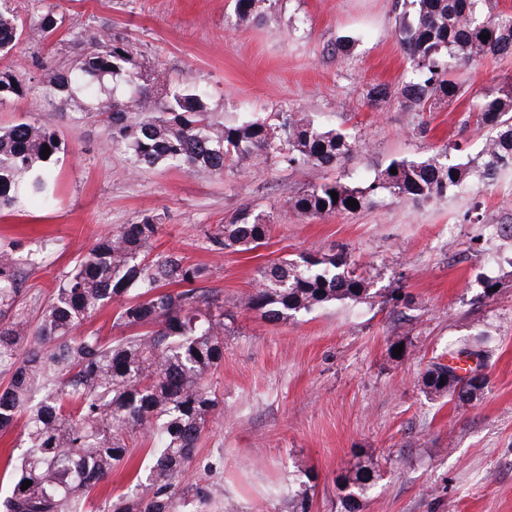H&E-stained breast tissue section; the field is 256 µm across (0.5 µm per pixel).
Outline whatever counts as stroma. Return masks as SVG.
<instances>
[{"label": "stroma", "mask_w": 512, "mask_h": 512, "mask_svg": "<svg viewBox=\"0 0 512 512\" xmlns=\"http://www.w3.org/2000/svg\"><path fill=\"white\" fill-rule=\"evenodd\" d=\"M29 19L56 9L51 41L28 32L0 57L24 88L0 101V129L29 119L55 130L61 151L48 170L55 202L0 209V250L20 261L17 311L36 323L64 275L98 238L150 217V257L176 252L209 268L206 288L224 298V361L211 383L224 417L203 435L193 472L223 460L214 481L224 512H288L270 498L295 468L314 474L311 512H343L336 479L372 460L379 476L361 512H512V239L492 236L477 213L512 225V170L490 185L430 201L388 195L352 212L304 217L289 197L341 179L365 185L395 160H423L455 145L477 160L489 127L476 124L482 95L512 85V57L454 68L460 94L430 112L393 98L372 104L369 85L398 87L410 71L396 32L403 0H260L242 24L236 0H8ZM127 37L134 62L161 70L173 88L206 92L224 122L303 112L345 131L361 148L340 165L297 170L275 159L223 173L164 164L131 169L84 117V97L45 96L32 58L63 67L71 31ZM269 215L265 245L211 252L207 236L242 212ZM313 250L344 254L367 283L358 302H332L269 323L233 301L257 269ZM493 293H485V282ZM484 350L488 384L468 403L427 394L425 372L458 347Z\"/></svg>", "instance_id": "35a3bbf8"}]
</instances>
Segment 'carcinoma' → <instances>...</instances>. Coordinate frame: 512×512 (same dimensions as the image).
<instances>
[{
	"label": "carcinoma",
	"mask_w": 512,
	"mask_h": 512,
	"mask_svg": "<svg viewBox=\"0 0 512 512\" xmlns=\"http://www.w3.org/2000/svg\"><path fill=\"white\" fill-rule=\"evenodd\" d=\"M406 2L411 15L398 36L410 62L408 78L394 90L372 86L371 101L395 95L410 109L431 111L458 97L459 86L448 76L451 63L512 56V14L499 11L497 0ZM257 3L237 0L241 23L258 18ZM61 24L51 10L30 23L0 10V53L16 47L29 27L46 40ZM487 34L490 39H480ZM73 44L78 56L70 68L46 70V94H83L89 101L85 113L104 117L109 141L124 148L135 170L163 163L222 173L227 163L247 167L260 154L301 169L333 166L359 149L348 135L297 112L279 114L272 124L213 121L203 92L166 88L158 70L149 79L130 71L134 46L125 37L78 32ZM22 92L12 73L0 72V101ZM478 112L479 124L495 135L477 165L441 161L450 156L446 148L422 161H393L363 186H312L288 200L289 210L321 217L351 210L350 198L361 207L379 193L424 201L462 189L473 174L494 180L512 170V92L485 94ZM46 145L52 156L60 150L55 132L36 122L0 133L1 207L30 196L51 202L47 159L41 156ZM158 229L145 218L99 239L65 276L34 328L15 313L18 260L0 252V373L9 375L0 390V431L11 428L18 413L26 414L25 446L0 512H87L90 493L129 461L139 439L150 445L147 465L103 512H222L213 486L193 481L190 468L208 425L224 414V401L209 382L224 361V300L198 287L208 276L204 265L175 253L144 263ZM271 229L269 216L245 212L206 237L217 252L250 251L264 244ZM171 284L180 290H164ZM128 294L134 300L121 306L113 322L121 335L107 341L97 333L76 334L92 314ZM365 295V280L343 256L308 252L261 266L258 286L237 306L279 322ZM450 372L455 368L435 363L423 385L430 394L461 402L469 380L457 375L450 381ZM25 480L32 485L24 490ZM373 480L370 460L339 477L344 512H358ZM312 481L299 467L278 490L289 512H311Z\"/></svg>",
	"instance_id": "carcinoma-1"
}]
</instances>
